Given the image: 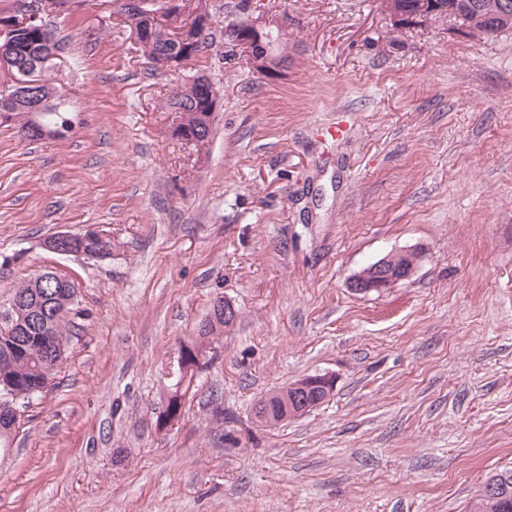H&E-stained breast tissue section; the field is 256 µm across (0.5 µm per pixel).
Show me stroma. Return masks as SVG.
Segmentation results:
<instances>
[{"mask_svg":"<svg viewBox=\"0 0 512 512\" xmlns=\"http://www.w3.org/2000/svg\"><path fill=\"white\" fill-rule=\"evenodd\" d=\"M288 13L277 76L213 46L154 69L111 0L52 19L74 128L0 125V306L50 269L83 312L66 360L0 454V512H468L512 466V34L395 25L377 0H252ZM208 77L205 156L167 98ZM112 237L103 261L43 247ZM410 250L412 274L351 279ZM238 312L199 338L217 298ZM206 353L178 418L162 412L181 344ZM335 379L305 417L253 407ZM416 256L410 252L391 253L363 269L350 282L359 294L383 292L407 279L415 266ZM335 381L327 374H315L299 379L285 389L272 391L255 410V418L266 426L305 416L333 394ZM271 404L278 405V414L271 410Z\"/></svg>","mask_w":512,"mask_h":512,"instance_id":"stroma-1","label":"stroma"}]
</instances>
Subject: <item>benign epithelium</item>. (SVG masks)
Instances as JSON below:
<instances>
[{"mask_svg": "<svg viewBox=\"0 0 512 512\" xmlns=\"http://www.w3.org/2000/svg\"><path fill=\"white\" fill-rule=\"evenodd\" d=\"M136 11L145 13L152 23L166 31L169 37L190 49L189 35L201 39L213 27L210 13V0H198V8L193 19L182 21L179 0H132ZM379 7L396 24L424 28L429 25L433 15L440 11L433 0H378ZM58 13L55 0H18L11 12L13 23L0 28L1 33L15 27H23L33 21H45L46 17ZM241 16L235 22L224 28V41L232 45L237 52L246 57L252 69L264 76H273L278 69L271 64L272 56L264 44V38L272 30L283 31L294 24V19L285 14L253 15L251 3H246L239 10ZM97 244L82 252V256L93 260H105L112 256L106 242L108 235L96 230ZM416 256L410 252L391 253L379 259L374 264L363 269L350 282L351 290L359 294L382 292L407 279L415 266ZM29 308L30 319L43 314L41 307L31 304L30 299L12 298L8 303L6 313L13 314L23 308ZM335 381L327 374H315L299 379L285 389L271 392L264 402L255 410V418L262 424L274 426L281 422L294 420L305 416L318 407L333 394ZM278 405V413H273L271 405ZM0 416L12 420V428L20 425L21 412L9 396L0 400Z\"/></svg>", "mask_w": 512, "mask_h": 512, "instance_id": "1", "label": "benign epithelium"}]
</instances>
